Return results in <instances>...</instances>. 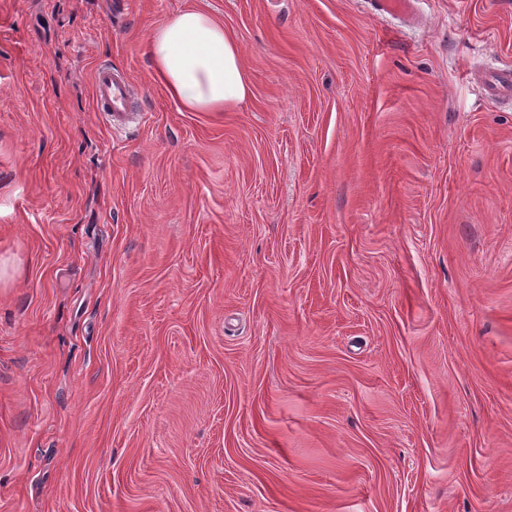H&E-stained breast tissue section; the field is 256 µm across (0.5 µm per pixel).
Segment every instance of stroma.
Here are the masks:
<instances>
[{
    "instance_id": "stroma-1",
    "label": "stroma",
    "mask_w": 512,
    "mask_h": 512,
    "mask_svg": "<svg viewBox=\"0 0 512 512\" xmlns=\"http://www.w3.org/2000/svg\"><path fill=\"white\" fill-rule=\"evenodd\" d=\"M188 8L237 111L152 75ZM370 9L0 0V512H512V0ZM146 52L157 80L193 112H230L251 83L237 39L210 13L190 8L156 28ZM132 83L127 73L112 66L110 62H99L93 77V102L95 112H103L119 128L128 112H133ZM118 125V126H117Z\"/></svg>"
}]
</instances>
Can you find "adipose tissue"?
Segmentation results:
<instances>
[{
    "instance_id": "1",
    "label": "adipose tissue",
    "mask_w": 512,
    "mask_h": 512,
    "mask_svg": "<svg viewBox=\"0 0 512 512\" xmlns=\"http://www.w3.org/2000/svg\"><path fill=\"white\" fill-rule=\"evenodd\" d=\"M146 52L157 80L190 111H234L251 92L236 38L206 11L179 12L151 33Z\"/></svg>"
}]
</instances>
